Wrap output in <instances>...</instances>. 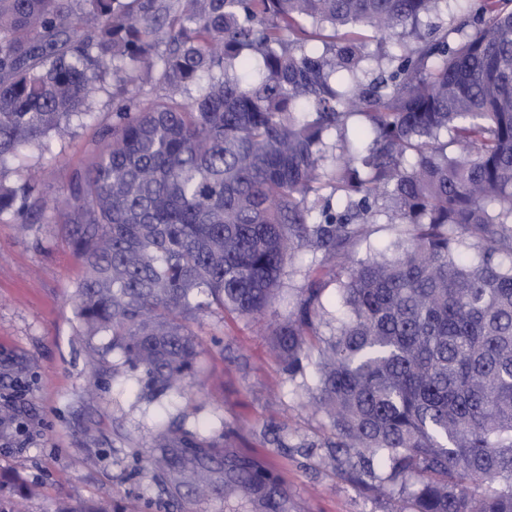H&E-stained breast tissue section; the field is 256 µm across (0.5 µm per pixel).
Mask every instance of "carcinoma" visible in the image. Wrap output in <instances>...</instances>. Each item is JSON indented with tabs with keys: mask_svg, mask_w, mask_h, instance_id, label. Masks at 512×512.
Instances as JSON below:
<instances>
[{
	"mask_svg": "<svg viewBox=\"0 0 512 512\" xmlns=\"http://www.w3.org/2000/svg\"><path fill=\"white\" fill-rule=\"evenodd\" d=\"M442 2L0 0V218L58 212L84 266L82 335L110 337L145 388L179 396L199 354L191 320L262 318L285 264L319 256L270 322L272 347L290 378L315 370L308 396L346 478L364 488L384 469L395 512H512V0H472L447 24ZM326 26L340 38L308 51ZM396 33L385 67L346 88L368 44ZM109 86L110 139L63 205L8 179ZM132 86L160 93L144 105ZM383 219L405 244L356 257ZM153 442L176 449L155 469L193 464L195 493L213 491L216 444L172 425ZM223 452L224 494L288 512L263 460Z\"/></svg>",
	"mask_w": 512,
	"mask_h": 512,
	"instance_id": "1",
	"label": "carcinoma"
}]
</instances>
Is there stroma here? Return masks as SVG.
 Returning a JSON list of instances; mask_svg holds the SVG:
<instances>
[{"label": "stroma", "instance_id": "1", "mask_svg": "<svg viewBox=\"0 0 512 512\" xmlns=\"http://www.w3.org/2000/svg\"><path fill=\"white\" fill-rule=\"evenodd\" d=\"M112 123L102 92L83 124L51 132L21 152L11 180L41 177V196L68 192ZM312 253L286 264L274 308L287 317L309 284ZM80 259L58 216L22 226L0 221V507L54 512L71 498L105 512H228L224 476L209 497L189 495L183 475L155 472L151 435L178 422L201 438L266 459L288 489V512H393V498L361 490L323 442L329 433L301 379H289L264 321L199 314L195 375L182 396L153 397L107 338L78 333Z\"/></svg>", "mask_w": 512, "mask_h": 512}]
</instances>
